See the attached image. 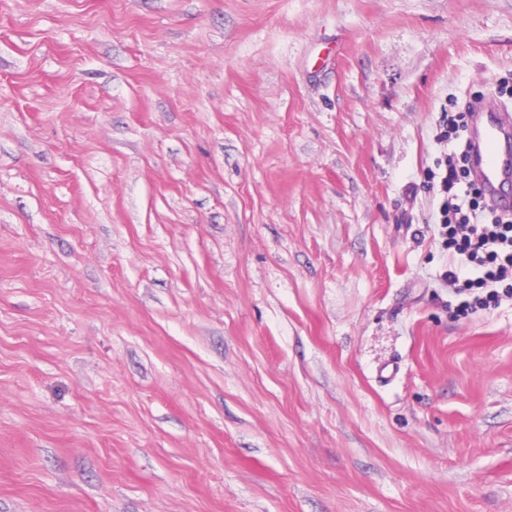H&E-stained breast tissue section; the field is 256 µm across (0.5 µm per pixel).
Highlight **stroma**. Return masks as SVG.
Returning a JSON list of instances; mask_svg holds the SVG:
<instances>
[{
  "label": "stroma",
  "mask_w": 512,
  "mask_h": 512,
  "mask_svg": "<svg viewBox=\"0 0 512 512\" xmlns=\"http://www.w3.org/2000/svg\"><path fill=\"white\" fill-rule=\"evenodd\" d=\"M471 99L512 0H0V512H512ZM458 115L457 120L452 119L448 122V115L443 119L442 127L440 125V132L437 135L440 142L448 144L449 140H454L457 143L458 149H460L461 159L464 161L469 156V143L468 139L465 141V131L467 129V122L464 121L462 116Z\"/></svg>",
  "instance_id": "stroma-1"
}]
</instances>
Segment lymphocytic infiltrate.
I'll list each match as a JSON object with an SVG mask.
<instances>
[{"mask_svg": "<svg viewBox=\"0 0 512 512\" xmlns=\"http://www.w3.org/2000/svg\"><path fill=\"white\" fill-rule=\"evenodd\" d=\"M441 234L457 256L449 283L463 282L474 296L471 307L498 301L500 287L512 283V216L480 205V190L462 181L453 162L441 177Z\"/></svg>", "mask_w": 512, "mask_h": 512, "instance_id": "obj_1", "label": "lymphocytic infiltrate"}]
</instances>
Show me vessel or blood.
I'll list each match as a JSON object with an SVG mask.
<instances>
[{
	"label": "vessel or blood",
	"instance_id": "obj_1",
	"mask_svg": "<svg viewBox=\"0 0 512 512\" xmlns=\"http://www.w3.org/2000/svg\"><path fill=\"white\" fill-rule=\"evenodd\" d=\"M480 182L490 207L512 210V195L505 190L512 183V117L498 112H477L470 132Z\"/></svg>",
	"mask_w": 512,
	"mask_h": 512
}]
</instances>
